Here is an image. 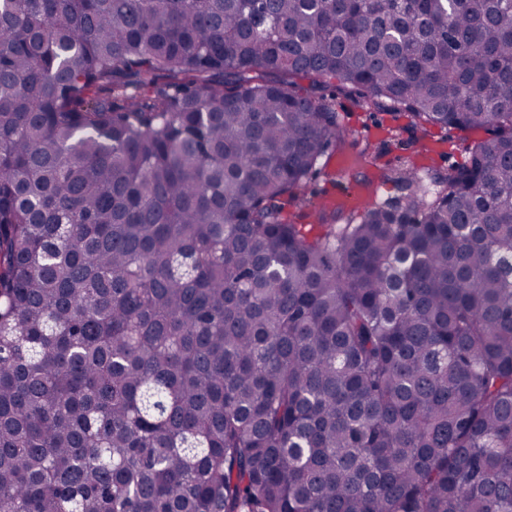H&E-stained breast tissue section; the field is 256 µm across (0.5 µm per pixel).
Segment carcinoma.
Wrapping results in <instances>:
<instances>
[{
	"instance_id": "1",
	"label": "carcinoma",
	"mask_w": 512,
	"mask_h": 512,
	"mask_svg": "<svg viewBox=\"0 0 512 512\" xmlns=\"http://www.w3.org/2000/svg\"><path fill=\"white\" fill-rule=\"evenodd\" d=\"M0 512H512V0H0ZM337 85L338 82L332 80L321 93L339 113L348 134L322 160L326 162L325 167L310 184L306 202L286 206L287 217L303 216L296 219L297 224L319 223L315 214L322 208H331L325 202L328 196L357 198L355 202L345 204L348 209L361 206L368 200L367 192L359 183L363 179L374 181V195L368 201L378 195H395L398 192L396 186L392 182H382L384 174L390 175L404 164L419 166L420 170L444 171L452 164L461 163L475 141L488 137L484 131H448L440 127H429L424 135L407 114L393 119L386 112H368L358 106L354 98L339 92ZM371 129H380L381 133L371 135ZM435 143L444 144V153L427 156ZM340 157L350 160L351 165L346 171L336 168Z\"/></svg>"
}]
</instances>
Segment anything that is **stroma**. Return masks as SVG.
<instances>
[{
	"label": "stroma",
	"mask_w": 512,
	"mask_h": 512,
	"mask_svg": "<svg viewBox=\"0 0 512 512\" xmlns=\"http://www.w3.org/2000/svg\"><path fill=\"white\" fill-rule=\"evenodd\" d=\"M323 94L339 113L347 135L331 148L322 173L309 186L306 201L288 204L285 209L286 215L301 216L306 224L315 223L327 197L354 198L363 203L372 193L396 194L397 188L387 182V174L406 164L446 170L462 162L472 144L486 137L479 130L433 127L421 132L408 116L395 119L384 112L362 109L333 83Z\"/></svg>",
	"instance_id": "35a3bbf8"
}]
</instances>
